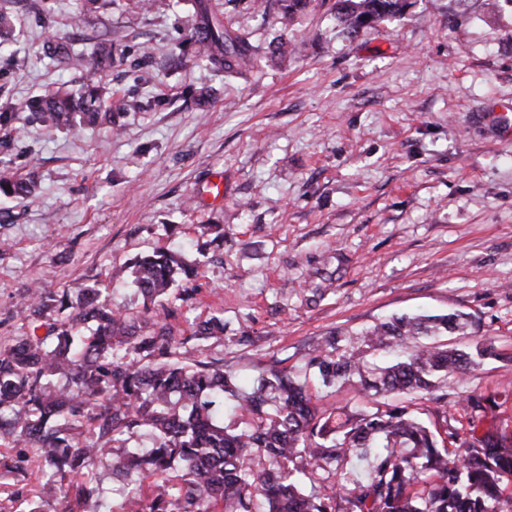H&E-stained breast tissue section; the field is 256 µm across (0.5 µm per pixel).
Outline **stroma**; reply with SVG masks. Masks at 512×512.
Listing matches in <instances>:
<instances>
[{
    "instance_id": "35a3bbf8",
    "label": "stroma",
    "mask_w": 512,
    "mask_h": 512,
    "mask_svg": "<svg viewBox=\"0 0 512 512\" xmlns=\"http://www.w3.org/2000/svg\"><path fill=\"white\" fill-rule=\"evenodd\" d=\"M258 63L227 80L204 64L172 66L175 26L197 0H158L129 17L127 0L70 17L81 0H50L49 22L15 0L17 36L0 51V111L18 115V147L38 190L0 195V347L30 329L14 317L22 287L93 285L130 313L143 298L134 260L161 249L197 257L224 230L215 261L191 280L175 333L224 314L210 348L240 377L272 364L308 375L317 342L392 315L468 313L448 345L492 353L448 381V412L470 394L495 398L482 428L512 419V0H408L403 17L347 35L329 6L282 29L278 5L223 0ZM287 31L284 57L272 41ZM85 51L112 40L127 61L90 78L114 97L145 78L143 108L111 126L46 133L27 103L56 82L53 37ZM222 174L224 193L210 184ZM50 486L0 467V512L54 501Z\"/></svg>"
}]
</instances>
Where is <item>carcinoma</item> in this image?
Returning <instances> with one entry per match:
<instances>
[{
  "instance_id": "cac0c4a2",
  "label": "carcinoma",
  "mask_w": 512,
  "mask_h": 512,
  "mask_svg": "<svg viewBox=\"0 0 512 512\" xmlns=\"http://www.w3.org/2000/svg\"><path fill=\"white\" fill-rule=\"evenodd\" d=\"M314 0H280L281 34L288 21ZM408 0H336V15L350 36L405 13ZM193 47L192 61L226 77L254 67L249 39L233 35L208 0L178 46ZM53 55L65 70L89 65L105 70L123 63L127 48L101 43L90 54L61 40ZM140 107L130 92L89 83L77 93L61 85L28 103L27 120L49 132L112 124L114 113ZM15 116L0 112V153L8 163L29 159L15 151ZM36 182L0 178V193L24 199ZM188 272L183 257L160 251L135 263L142 313L129 315L101 300L100 289L46 293L28 286L16 316L43 336H20L0 347V424L10 448H28L17 467L53 485L67 499L96 496L95 512H115L98 488L80 482L90 467L116 448L112 474L125 482L124 512H512L503 482L512 479V431L478 429L484 402L469 396L462 405L469 429L460 437L440 410L448 376L464 375L470 353L424 336L465 334V313L391 317L354 335L323 338L310 359L323 388L356 382L373 406L324 408L308 382L286 368L270 366L248 388L224 370L209 346L224 339V316L211 314L177 336L170 319L178 301L192 298L177 288L176 274ZM369 350L397 347L406 358L370 367L355 345ZM409 395L429 404L436 422L427 423L409 406L380 401ZM89 423L87 439L72 430ZM147 437L152 447L126 445ZM464 451L449 458L448 445Z\"/></svg>"
}]
</instances>
